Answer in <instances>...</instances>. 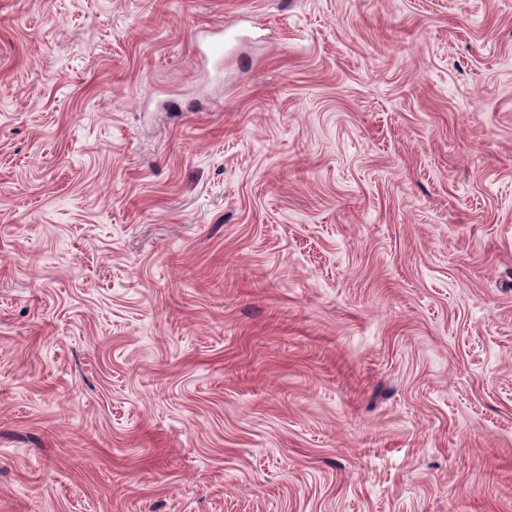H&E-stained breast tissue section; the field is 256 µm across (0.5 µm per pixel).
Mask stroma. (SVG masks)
<instances>
[{"label":"stroma","mask_w":512,"mask_h":512,"mask_svg":"<svg viewBox=\"0 0 512 512\" xmlns=\"http://www.w3.org/2000/svg\"><path fill=\"white\" fill-rule=\"evenodd\" d=\"M0 512H512V0H0Z\"/></svg>","instance_id":"35a3bbf8"}]
</instances>
